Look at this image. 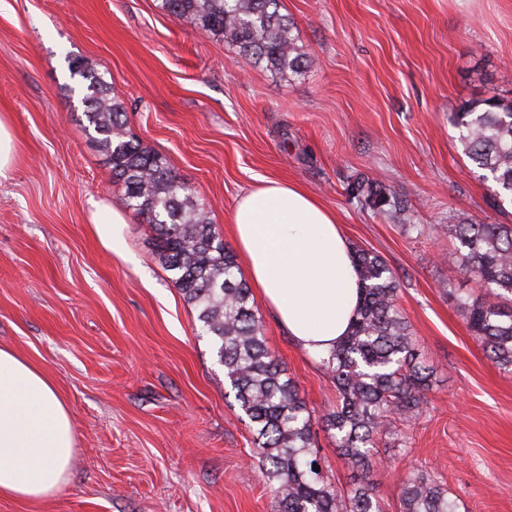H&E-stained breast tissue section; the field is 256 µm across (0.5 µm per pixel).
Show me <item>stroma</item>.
<instances>
[{"mask_svg": "<svg viewBox=\"0 0 512 512\" xmlns=\"http://www.w3.org/2000/svg\"><path fill=\"white\" fill-rule=\"evenodd\" d=\"M161 0H0V113L14 171L0 182V346L38 365L76 430L69 481L0 512H274L234 394L157 255L126 210L124 256L90 222L122 190L91 137L68 62L91 59L131 131L205 201L226 246L256 177L305 187L352 245L398 275L397 303L434 369L422 413L395 419L373 488L401 512V481L436 479L465 512H512V373L490 361L458 308L474 274L448 269L459 222L511 224L465 156L455 113L512 100V0H281L308 57L278 78L168 15ZM401 210L363 206L360 176ZM417 224L422 235L407 234ZM269 345L321 418L337 400L320 360L266 308Z\"/></svg>", "mask_w": 512, "mask_h": 512, "instance_id": "stroma-1", "label": "stroma"}]
</instances>
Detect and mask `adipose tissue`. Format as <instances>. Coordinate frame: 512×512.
Returning a JSON list of instances; mask_svg holds the SVG:
<instances>
[{
    "label": "adipose tissue",
    "instance_id": "adipose-tissue-1",
    "mask_svg": "<svg viewBox=\"0 0 512 512\" xmlns=\"http://www.w3.org/2000/svg\"><path fill=\"white\" fill-rule=\"evenodd\" d=\"M235 247L276 322L307 353L348 334L360 299L352 246L335 214L302 186L266 177L237 200ZM76 438L42 369L0 347V498L37 502L67 482Z\"/></svg>",
    "mask_w": 512,
    "mask_h": 512
}]
</instances>
